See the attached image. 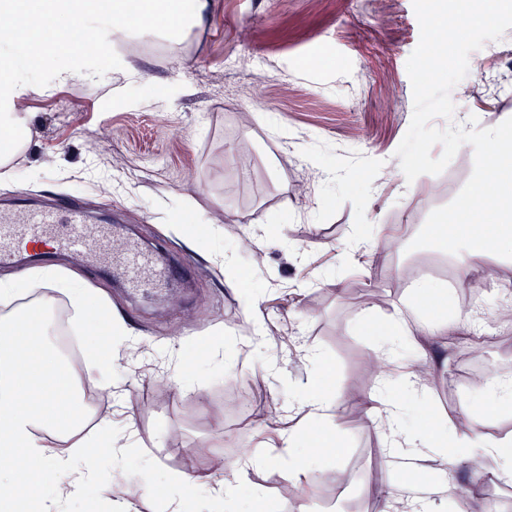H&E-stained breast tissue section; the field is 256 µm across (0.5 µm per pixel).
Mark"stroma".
I'll list each match as a JSON object with an SVG mask.
<instances>
[{"mask_svg":"<svg viewBox=\"0 0 512 512\" xmlns=\"http://www.w3.org/2000/svg\"><path fill=\"white\" fill-rule=\"evenodd\" d=\"M109 40L122 69L20 86L14 110L31 135L0 165V197H73L92 221L118 226L113 251L134 240L161 265L186 263L187 275L134 294L70 253L0 260V279L49 271L55 279L43 283V297L66 301L60 279L80 285L138 337L120 348L114 369L133 421L106 395L90 409L111 410L114 429L128 436L127 466L138 486L154 490L142 512H166V474L199 465L184 449L206 446L222 458L242 447L260 452L290 397L264 359L305 377L304 344L323 354L319 387L340 403L341 458L323 469L361 470L381 443L374 417L357 406L373 387L361 360L376 343L360 321L387 322L416 266L440 259L408 245L430 212L460 192V172L473 169L466 144L441 174L410 182L402 172L396 150L413 113L406 63L420 40L412 0H207L202 24L177 42L118 29ZM128 68L138 80L125 79ZM486 73L466 75L451 98L456 114L490 128L512 117V93L491 94L487 82L494 74L512 82V28L493 41ZM360 224L378 231L372 250L340 265ZM284 236L294 249L282 246ZM228 248L239 258L234 273L224 266ZM334 269L335 286L325 281ZM489 270L480 287L448 294L450 332L434 348L444 365L429 386L435 411L426 422L467 418L479 388L474 370L512 376V324L497 315L512 266L493 257ZM250 296L274 339L263 357L246 355ZM481 321L494 333L477 349ZM168 344L184 353L197 391L174 379ZM234 352L245 359L225 370ZM255 480L261 512H299L287 468Z\"/></svg>","mask_w":512,"mask_h":512,"instance_id":"stroma-1","label":"stroma"}]
</instances>
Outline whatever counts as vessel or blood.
<instances>
[{
  "label": "vessel or blood",
  "instance_id": "obj_1",
  "mask_svg": "<svg viewBox=\"0 0 512 512\" xmlns=\"http://www.w3.org/2000/svg\"><path fill=\"white\" fill-rule=\"evenodd\" d=\"M112 225L90 226L80 204L72 198L55 199L44 204L30 203L17 196L11 206L0 205V255L6 251L25 252L49 248L53 251H77L92 266H103L123 278L131 291L157 286L168 277L179 275V268H157L153 255L131 245L116 253L111 247Z\"/></svg>",
  "mask_w": 512,
  "mask_h": 512
}]
</instances>
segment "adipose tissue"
<instances>
[{
  "label": "adipose tissue",
  "mask_w": 512,
  "mask_h": 512,
  "mask_svg": "<svg viewBox=\"0 0 512 512\" xmlns=\"http://www.w3.org/2000/svg\"><path fill=\"white\" fill-rule=\"evenodd\" d=\"M481 167L484 183L472 191L463 210L448 223L431 228L439 250L452 258L464 278L484 272L491 255L512 256V198L503 199L485 189L486 182L512 179V152H487ZM67 293L96 344L106 350L115 346L111 312L93 306L85 289L72 286ZM446 298V291L436 282L418 280L388 323L371 329L378 337L373 356L399 363L400 368L394 376L379 377L358 405L375 416L385 455L409 459L417 471L432 470L436 482L431 500L420 497L415 486L404 491L391 485L373 490L379 512H439L436 497L455 500L456 484L446 467L430 466L431 460L447 459L451 447L461 451L459 464L476 459L484 470L512 481V432L496 436L483 428L485 415L512 406V379H488L469 429L448 423L426 428L412 418L413 411L423 410L427 404L425 375L434 369L430 342L448 333L447 321L427 318L424 305H442ZM4 320L10 329L0 337V512H12L20 490L38 491L49 470L67 475L69 481L57 494L44 499L40 512H54L59 499H78L89 487L102 483L119 492L115 512H139L135 501L124 494L131 474L125 466V448L110 437L111 415L99 416L97 431L84 429L83 396L73 372L51 350L46 309L18 310ZM305 358L311 371L305 381L294 385L287 423L272 432L275 455L248 454L229 474L224 471L223 459L209 457L190 473L169 475V512H186L190 486L211 491L210 501L197 505L195 512H211L222 504L232 512H251V501L260 496L252 474L278 462L287 463L300 497L312 496L315 483L327 478L319 462L339 453L325 436L337 417L338 403L316 386L322 354L309 348ZM93 448L111 459L109 471L100 470L90 460ZM455 502L457 512H466L464 501Z\"/></svg>",
  "instance_id": "1"
}]
</instances>
